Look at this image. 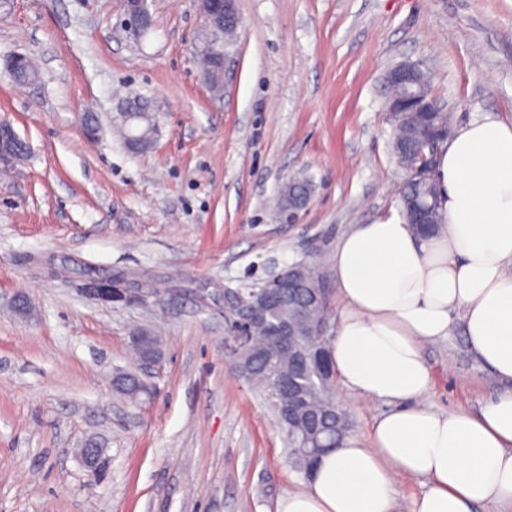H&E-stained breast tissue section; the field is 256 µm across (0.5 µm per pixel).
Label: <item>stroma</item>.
I'll use <instances>...</instances> for the list:
<instances>
[{
    "mask_svg": "<svg viewBox=\"0 0 512 512\" xmlns=\"http://www.w3.org/2000/svg\"><path fill=\"white\" fill-rule=\"evenodd\" d=\"M224 90L194 48L198 0H150L155 29L123 27L120 0H0V120L26 141L0 169V512H272L304 488L268 397L224 354V289L254 264L333 254L358 224L399 213L386 73L424 69L455 127L512 119V0H236ZM30 57L41 80L6 68ZM159 115L135 155L111 117L129 96ZM96 116L87 137L81 118ZM313 184L294 224L273 207ZM144 277L146 304L104 303L85 272ZM25 296L28 317L10 300ZM160 340L151 398L112 389L138 369L133 339ZM436 411L472 413L504 387L460 320L427 343ZM336 396L365 443L381 400ZM105 450L101 473L79 450ZM306 188L308 193H312V184L305 178L294 176L289 178L281 187L277 199V211L287 209L294 202L302 189ZM310 196L301 195L298 197L295 205L290 206L279 214V219L284 224H294L298 221L300 212L307 206Z\"/></svg>",
    "mask_w": 512,
    "mask_h": 512,
    "instance_id": "35a3bbf8",
    "label": "stroma"
}]
</instances>
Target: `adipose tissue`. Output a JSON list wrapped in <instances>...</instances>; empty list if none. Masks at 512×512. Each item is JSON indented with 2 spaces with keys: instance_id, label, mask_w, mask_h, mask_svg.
<instances>
[{
  "instance_id": "1",
  "label": "adipose tissue",
  "mask_w": 512,
  "mask_h": 512,
  "mask_svg": "<svg viewBox=\"0 0 512 512\" xmlns=\"http://www.w3.org/2000/svg\"><path fill=\"white\" fill-rule=\"evenodd\" d=\"M435 178L444 224L418 235L398 216L354 229L331 259L343 313L330 340L349 391L395 402L370 430L322 455L303 490L275 512H396L394 486L425 479L411 512H512V121L475 119L455 131ZM460 315L471 350L510 387L478 414L439 413L425 343Z\"/></svg>"
}]
</instances>
